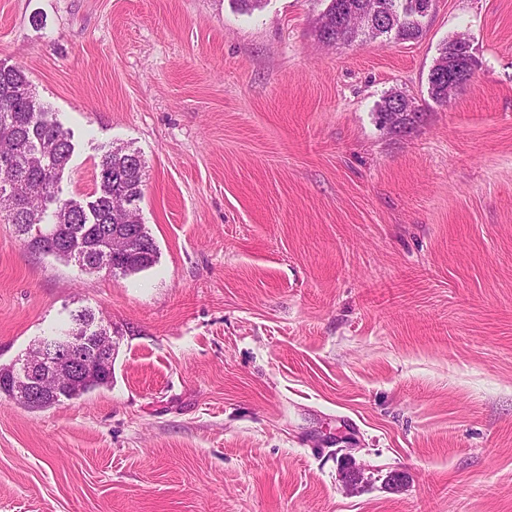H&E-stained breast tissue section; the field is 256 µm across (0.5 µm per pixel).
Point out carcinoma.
<instances>
[{
    "label": "carcinoma",
    "instance_id": "obj_1",
    "mask_svg": "<svg viewBox=\"0 0 512 512\" xmlns=\"http://www.w3.org/2000/svg\"><path fill=\"white\" fill-rule=\"evenodd\" d=\"M394 2L379 0L382 16L376 15L371 24L359 27L350 15L365 10L368 0H329L318 21L317 37L325 33L327 40L335 43L381 35L399 40L418 38L423 31L421 22L405 14L389 19L388 5ZM450 50L461 64L476 67L474 56L463 52L456 39L442 44L428 77L430 97L441 104L448 102ZM6 139L15 141L17 148L10 168L0 169V181L19 184L26 210L15 215L0 212V218L17 227L30 249L111 275L135 273L155 263L157 247L139 215L145 168L141 156L123 149L104 154L98 163V187L92 200L82 204L61 198L59 183L73 151L70 132L49 119L23 68L0 65V141ZM126 206L134 215L122 222V227L138 235L143 248L136 256L106 254L101 244L112 239L115 215Z\"/></svg>",
    "mask_w": 512,
    "mask_h": 512
}]
</instances>
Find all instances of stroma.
<instances>
[{"label": "stroma", "instance_id": "stroma-1", "mask_svg": "<svg viewBox=\"0 0 512 512\" xmlns=\"http://www.w3.org/2000/svg\"><path fill=\"white\" fill-rule=\"evenodd\" d=\"M327 4L0 0V63L72 137L62 196L138 152L158 248L113 276L0 221V368L82 312L114 342L107 386L0 393V512H512V0L335 46ZM456 43V38H453L442 44L439 49L440 56L438 61L431 69L428 77L430 97L437 103L444 104L448 102L449 86L456 88L464 87L471 82L474 76L472 69L466 67V65H470L471 68H476L477 62L474 56L463 52ZM450 50H453L458 60H461L460 64L448 67V61L450 59L455 60L453 56L448 55Z\"/></svg>", "mask_w": 512, "mask_h": 512}]
</instances>
